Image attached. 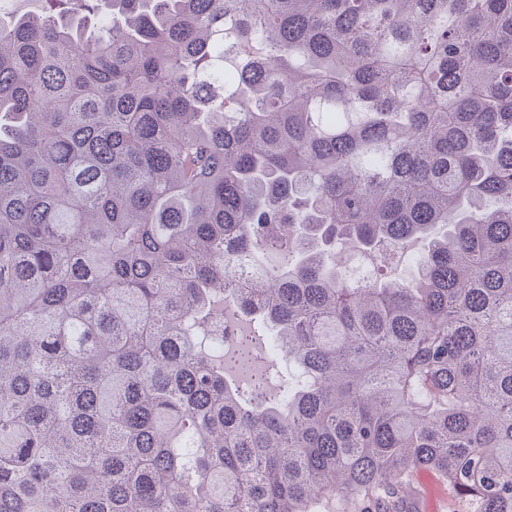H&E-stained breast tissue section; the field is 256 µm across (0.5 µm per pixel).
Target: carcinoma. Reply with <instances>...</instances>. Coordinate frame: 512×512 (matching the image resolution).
<instances>
[{
  "label": "carcinoma",
  "mask_w": 512,
  "mask_h": 512,
  "mask_svg": "<svg viewBox=\"0 0 512 512\" xmlns=\"http://www.w3.org/2000/svg\"><path fill=\"white\" fill-rule=\"evenodd\" d=\"M38 2L0 21V512H314L419 468L512 512V0ZM418 238L408 283L334 261ZM224 301L295 385L211 344Z\"/></svg>",
  "instance_id": "1"
}]
</instances>
